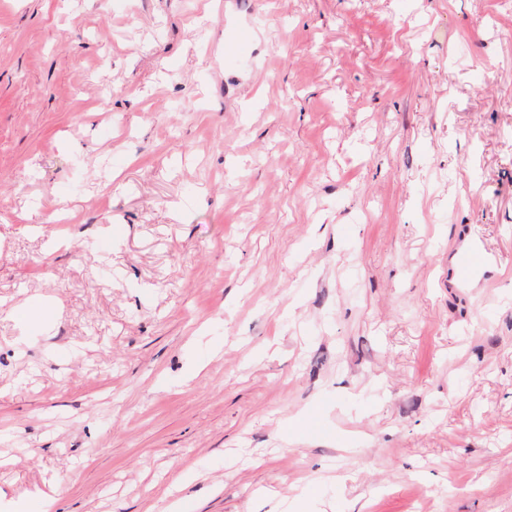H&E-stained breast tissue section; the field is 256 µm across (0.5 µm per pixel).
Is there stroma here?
<instances>
[{"instance_id": "stroma-1", "label": "stroma", "mask_w": 512, "mask_h": 512, "mask_svg": "<svg viewBox=\"0 0 512 512\" xmlns=\"http://www.w3.org/2000/svg\"><path fill=\"white\" fill-rule=\"evenodd\" d=\"M511 130L500 0H0V491L512 512ZM254 38L255 31L250 27L235 29L228 37L227 46L224 49V59L235 64L251 65Z\"/></svg>"}]
</instances>
